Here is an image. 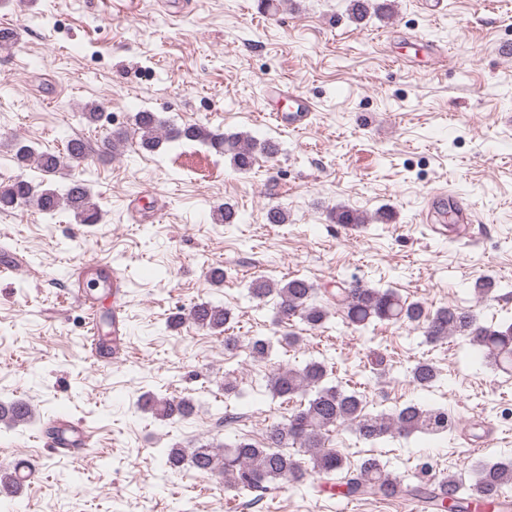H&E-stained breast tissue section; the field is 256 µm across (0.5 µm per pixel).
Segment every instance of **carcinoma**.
Returning a JSON list of instances; mask_svg holds the SVG:
<instances>
[{
    "label": "carcinoma",
    "instance_id": "1",
    "mask_svg": "<svg viewBox=\"0 0 512 512\" xmlns=\"http://www.w3.org/2000/svg\"><path fill=\"white\" fill-rule=\"evenodd\" d=\"M348 2L352 18L358 22L370 13L386 16L392 9L388 0ZM134 134L139 137L140 147L149 151L164 142L203 143L229 157L240 173L250 171L258 156L272 157L278 153L277 145L270 140L222 133L199 123L177 126L150 111L135 114ZM88 155L87 143L74 138L62 150L41 152L18 143L14 145L13 159L21 169L35 164L44 177L50 178L62 169L81 165ZM63 205L83 224H96L100 220L99 205L81 179L71 180L61 190L36 185L22 173L0 183L2 213L32 206L51 217ZM331 220L350 226L365 223L362 215L344 206L331 212ZM248 294L263 304L273 302L274 323L278 325L297 320L311 330L321 329L334 306L355 330H365L375 322L414 324L423 330V336L431 344L450 336H462L488 365L512 367V322L487 326L471 309L448 305L432 310L420 301H406L389 288H376L360 279L339 283L324 300L318 299L321 289L299 277L278 284L259 277L251 282ZM186 320L220 335L229 330L233 314L230 309L210 301L196 302L187 311L170 316L166 328L175 329ZM246 348L248 357L256 361L267 358L272 345L265 336H253ZM329 376L324 362L311 360L301 368L281 369L268 377L272 396L285 401L298 397L300 404L287 421L268 426L261 443L241 436L216 446L201 443L194 448H158L153 459L168 471L192 470L219 480L245 496L262 495L279 479L303 484L312 478L331 485L345 498L360 501L404 497L428 502L436 512H470L473 507L493 512L506 502L505 488L512 486V463L508 462L478 466L468 484L454 475L435 479L433 465L427 460L419 463L418 478L413 484L397 480L375 458L362 459L354 467L348 465L343 454L325 446L330 433L339 426L349 425L358 439L374 442L394 433L444 436L457 428V421L444 407L418 403H408L392 414L371 415L365 412L363 394L331 383ZM410 377L415 386L427 389L438 381V371L432 363L420 361L410 369ZM141 401L142 408L162 421L184 422L191 418L195 408L187 398L163 393H147ZM31 420L32 410L27 403L0 402V422L28 424ZM295 448L304 449L307 460L296 458Z\"/></svg>",
    "mask_w": 512,
    "mask_h": 512
}]
</instances>
